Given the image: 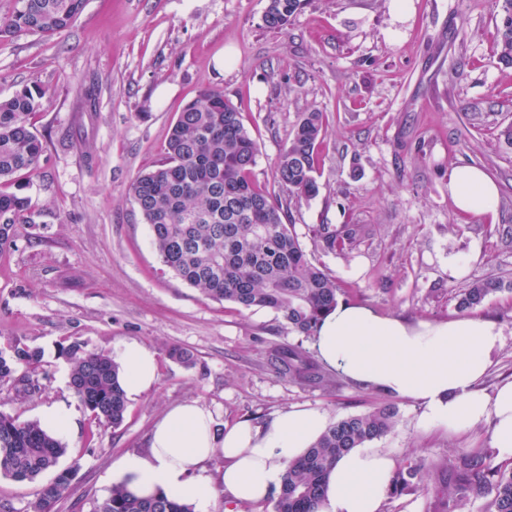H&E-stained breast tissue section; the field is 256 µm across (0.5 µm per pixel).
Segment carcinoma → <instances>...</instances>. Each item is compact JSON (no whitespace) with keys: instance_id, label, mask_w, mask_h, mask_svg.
Segmentation results:
<instances>
[{"instance_id":"1","label":"carcinoma","mask_w":512,"mask_h":512,"mask_svg":"<svg viewBox=\"0 0 512 512\" xmlns=\"http://www.w3.org/2000/svg\"><path fill=\"white\" fill-rule=\"evenodd\" d=\"M305 0H267L264 24L283 29ZM85 0H15L10 16L0 19V36L29 31L52 36L66 30L83 11ZM497 30L499 62L512 66V0ZM44 92L27 88L0 100V252L10 249L24 224L35 223L41 212L31 200L7 191L18 174L39 167L46 146L32 131L29 116L38 111ZM323 113L298 116L288 144L275 167L277 182L288 200L310 201L319 193V147ZM258 147L244 126L241 112L224 92L208 89L179 112L171 127L166 157L139 175L131 196L163 266L204 296L230 301L245 310L271 309L288 327L311 336L323 316L336 307L341 292L336 278L307 257L295 225L287 223L290 208L252 178ZM364 228L359 224H320L321 249L342 252ZM512 293V282L484 278L471 282L458 295L461 312L481 306L491 295ZM69 364L70 386L99 425L119 426L127 408L119 365L104 352H91L74 341L60 350ZM280 373L291 381L332 386L339 373L313 360L300 345L274 351ZM42 353L15 343L0 351V381L11 383L15 394L32 398L42 391L37 379ZM398 409L386 404L331 424L307 453L288 465L282 485L272 496L274 512H316L326 478L338 457L352 448L391 432ZM67 447L37 421H21L0 411V473L17 482H32L53 471L42 485L29 512H51L70 490L76 467L57 466ZM434 512H456L459 503L481 498L483 512H512V466H492L478 456L462 455L448 478H440ZM423 488L421 468L396 471L390 494ZM95 512H192V507L164 492L134 496L119 486Z\"/></svg>"}]
</instances>
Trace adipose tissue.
Segmentation results:
<instances>
[{"label":"adipose tissue","mask_w":512,"mask_h":512,"mask_svg":"<svg viewBox=\"0 0 512 512\" xmlns=\"http://www.w3.org/2000/svg\"><path fill=\"white\" fill-rule=\"evenodd\" d=\"M448 194L466 215L492 212L499 201L494 179L475 166L450 169ZM501 343L500 330L482 317L411 323L341 303L321 321L312 346L325 364L354 383L416 402L421 421L432 428L459 434L487 426L497 461L511 463L512 380L491 393L480 386ZM117 361L127 395L156 383V355L142 343L123 342ZM327 426L324 412L295 407L268 424L245 421L220 433L206 408L186 401L155 425L146 453L113 462L110 479L140 497L165 492L196 512H210L223 493L235 503L259 504ZM217 457L224 461L219 486L204 469ZM395 469L383 449H352L331 471L318 512H380Z\"/></svg>","instance_id":"1"}]
</instances>
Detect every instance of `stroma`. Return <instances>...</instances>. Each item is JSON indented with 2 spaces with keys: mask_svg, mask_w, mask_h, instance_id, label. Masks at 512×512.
I'll return each instance as SVG.
<instances>
[{
  "mask_svg": "<svg viewBox=\"0 0 512 512\" xmlns=\"http://www.w3.org/2000/svg\"><path fill=\"white\" fill-rule=\"evenodd\" d=\"M266 0H86L65 31L0 36V98L40 88L31 118L46 151L14 190L40 215L0 252V348L43 353L46 389L16 398L0 382V411L39 420L45 406L74 412L69 495L54 512H94L112 490L113 459L142 453L172 406L195 400L217 430L265 423L295 406L330 421L395 402L398 422L374 440L397 465L448 467L486 452L479 427L451 434L425 426L411 400L343 381L335 388L288 381L269 350L302 343L280 314L204 297L162 269L130 187L163 158L172 122L202 91H223L258 145L253 179L288 193L275 164L300 113L325 117L319 194L291 207L310 260L335 276L340 301L410 322L458 317L457 295L489 276L512 280V67L498 64L503 0H307L285 29L266 28ZM94 89L97 108L80 104ZM473 165L499 187L494 213L466 216L448 195V170ZM317 224H364L345 253L317 246ZM478 253L464 276L452 258ZM478 314L503 343L482 386L512 377V294ZM116 354L127 340L155 352L158 380L130 397L119 427L96 426L69 384L61 346ZM191 352V363L169 355ZM45 473L19 483L0 474V512H27Z\"/></svg>",
  "mask_w": 512,
  "mask_h": 512,
  "instance_id": "stroma-1",
  "label": "stroma"
}]
</instances>
